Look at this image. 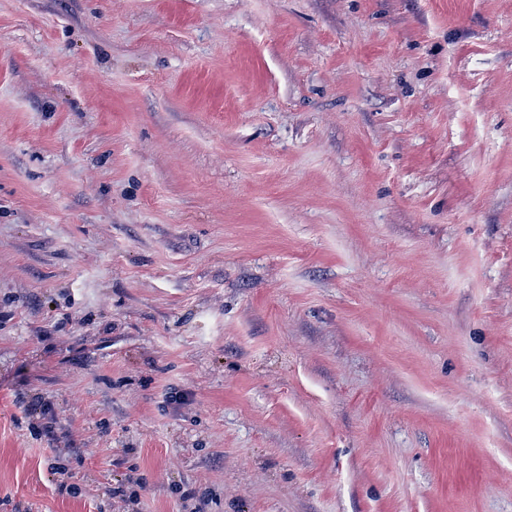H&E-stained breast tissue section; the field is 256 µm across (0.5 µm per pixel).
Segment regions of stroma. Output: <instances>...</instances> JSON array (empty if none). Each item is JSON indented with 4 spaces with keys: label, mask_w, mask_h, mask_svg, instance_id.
I'll list each match as a JSON object with an SVG mask.
<instances>
[{
    "label": "stroma",
    "mask_w": 512,
    "mask_h": 512,
    "mask_svg": "<svg viewBox=\"0 0 512 512\" xmlns=\"http://www.w3.org/2000/svg\"><path fill=\"white\" fill-rule=\"evenodd\" d=\"M0 512H512V0H0Z\"/></svg>",
    "instance_id": "35a3bbf8"
}]
</instances>
